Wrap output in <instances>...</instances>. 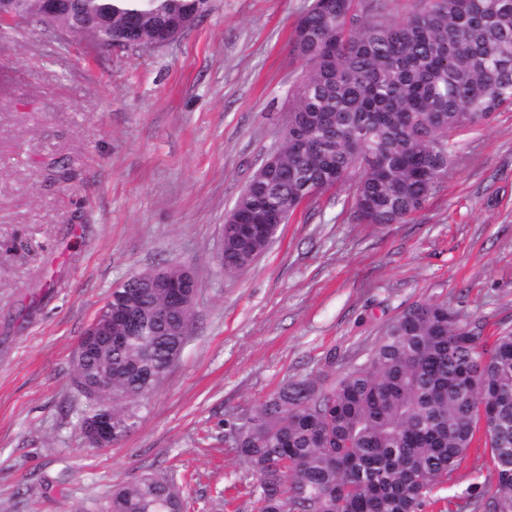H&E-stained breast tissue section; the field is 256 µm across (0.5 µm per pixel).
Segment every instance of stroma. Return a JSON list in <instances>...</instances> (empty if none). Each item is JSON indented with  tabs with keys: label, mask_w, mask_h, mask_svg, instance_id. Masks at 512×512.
<instances>
[{
	"label": "stroma",
	"mask_w": 512,
	"mask_h": 512,
	"mask_svg": "<svg viewBox=\"0 0 512 512\" xmlns=\"http://www.w3.org/2000/svg\"><path fill=\"white\" fill-rule=\"evenodd\" d=\"M310 2L213 0L163 47L0 31V512H105L145 473L204 512H253L226 424L287 382L345 373L418 302L512 329V112L459 137L409 221L357 223L332 190L249 267L217 265L305 70L288 42ZM166 263L196 278L194 329L134 432L91 448L74 350L112 288ZM474 483L496 490L481 435L424 512H458Z\"/></svg>",
	"instance_id": "obj_1"
}]
</instances>
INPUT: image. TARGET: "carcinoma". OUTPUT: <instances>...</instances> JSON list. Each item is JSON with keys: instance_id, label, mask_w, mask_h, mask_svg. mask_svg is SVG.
I'll use <instances>...</instances> for the list:
<instances>
[{"instance_id": "cac0c4a2", "label": "carcinoma", "mask_w": 512, "mask_h": 512, "mask_svg": "<svg viewBox=\"0 0 512 512\" xmlns=\"http://www.w3.org/2000/svg\"><path fill=\"white\" fill-rule=\"evenodd\" d=\"M211 0H64L52 19L37 0H15L13 23L90 30L100 45L149 47ZM137 20L130 37L128 20ZM291 55L302 80L288 90V120L271 161L233 209L255 224L289 218L301 200L346 184L353 215L401 223L421 210L458 160L455 138L512 111V0H416L403 20L385 0H312L298 19ZM269 236L224 230V268L245 267ZM105 304L130 306L146 323L103 345L84 336L76 376L87 409L102 410L112 441L137 427L143 400L170 370L178 314L162 288L123 281ZM497 478L459 496L470 512H512V330L484 335L441 301L412 305L388 325L366 361L329 383L292 381L230 426L236 452L256 477L255 512H423L483 427ZM194 498L174 479L147 474L112 493L107 512H189Z\"/></svg>"}]
</instances>
